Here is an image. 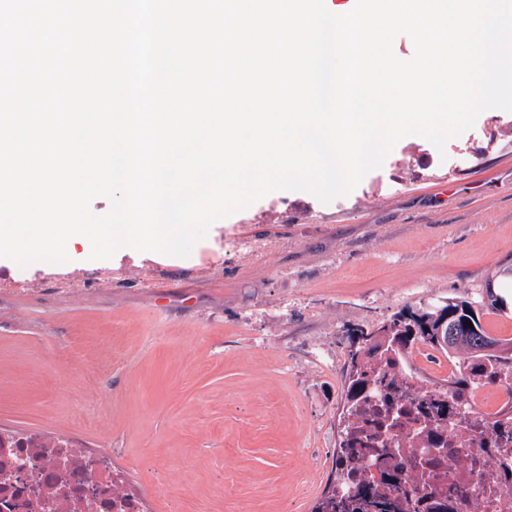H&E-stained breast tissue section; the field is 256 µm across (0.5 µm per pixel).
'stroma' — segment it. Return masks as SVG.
I'll return each mask as SVG.
<instances>
[{"mask_svg":"<svg viewBox=\"0 0 512 512\" xmlns=\"http://www.w3.org/2000/svg\"><path fill=\"white\" fill-rule=\"evenodd\" d=\"M14 271L0 260V426L119 449L153 512H309L356 333L480 299L495 274L507 308L482 323L512 338V112L441 150L406 136L328 204L271 192L186 258L79 251L24 287Z\"/></svg>","mask_w":512,"mask_h":512,"instance_id":"1","label":"stroma"}]
</instances>
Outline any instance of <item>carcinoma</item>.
Returning <instances> with one entry per match:
<instances>
[{
	"label": "carcinoma",
	"instance_id": "1",
	"mask_svg": "<svg viewBox=\"0 0 512 512\" xmlns=\"http://www.w3.org/2000/svg\"><path fill=\"white\" fill-rule=\"evenodd\" d=\"M496 287L497 282L487 280L485 302L461 295L437 305L404 309L389 321V326L406 344L423 343L444 353L464 348L474 362L493 357L495 351L507 350L510 355L506 359L512 363V338L504 340L490 335L481 321L486 308L503 311L504 300L494 294ZM442 307L448 309V330L440 336L437 313ZM468 319L471 320L469 324L466 323Z\"/></svg>",
	"mask_w": 512,
	"mask_h": 512
}]
</instances>
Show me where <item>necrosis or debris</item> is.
<instances>
[{
	"instance_id": "necrosis-or-debris-1",
	"label": "necrosis or debris",
	"mask_w": 512,
	"mask_h": 512,
	"mask_svg": "<svg viewBox=\"0 0 512 512\" xmlns=\"http://www.w3.org/2000/svg\"><path fill=\"white\" fill-rule=\"evenodd\" d=\"M424 346L380 335L344 380L357 387L336 422V469L317 512L337 502L363 512H512V365L490 360L482 378L449 363L428 376ZM0 512H149L109 448L70 435L0 427Z\"/></svg>"
}]
</instances>
